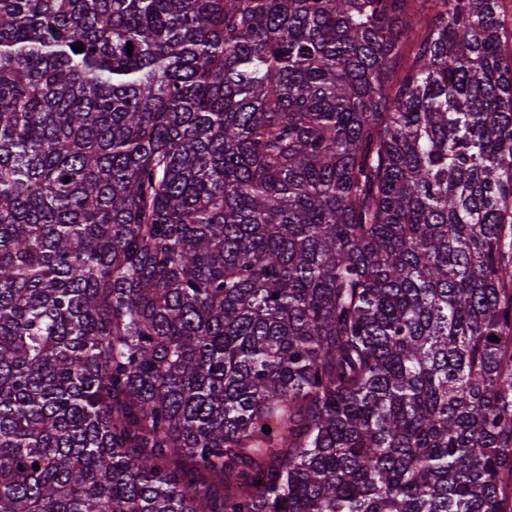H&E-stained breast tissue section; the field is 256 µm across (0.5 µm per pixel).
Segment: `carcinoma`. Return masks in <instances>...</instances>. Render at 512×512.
<instances>
[{
	"label": "carcinoma",
	"mask_w": 512,
	"mask_h": 512,
	"mask_svg": "<svg viewBox=\"0 0 512 512\" xmlns=\"http://www.w3.org/2000/svg\"><path fill=\"white\" fill-rule=\"evenodd\" d=\"M504 19L0 0V512H512Z\"/></svg>",
	"instance_id": "1"
}]
</instances>
